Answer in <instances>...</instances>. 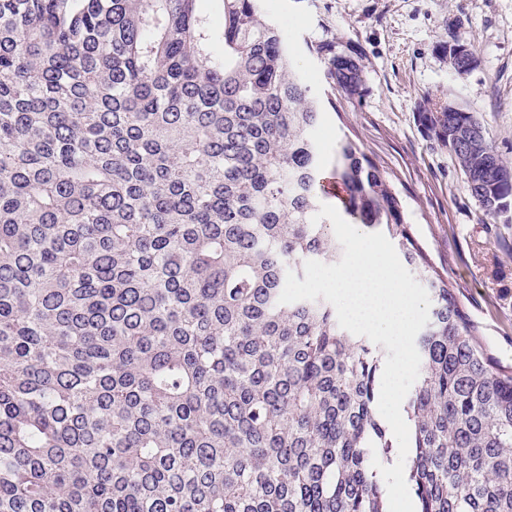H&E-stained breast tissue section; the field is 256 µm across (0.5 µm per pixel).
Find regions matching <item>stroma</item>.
Here are the masks:
<instances>
[{"instance_id": "35a3bbf8", "label": "stroma", "mask_w": 512, "mask_h": 512, "mask_svg": "<svg viewBox=\"0 0 512 512\" xmlns=\"http://www.w3.org/2000/svg\"><path fill=\"white\" fill-rule=\"evenodd\" d=\"M303 70H321L307 44L361 59L359 100L337 99L319 132L325 161L349 134L386 172L409 224L445 266L495 354L512 362V210L485 215L447 150L426 136L424 102L474 112L512 164V0H273ZM471 45L475 63L455 71L442 42Z\"/></svg>"}]
</instances>
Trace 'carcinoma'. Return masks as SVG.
Here are the masks:
<instances>
[{
	"instance_id": "carcinoma-1",
	"label": "carcinoma",
	"mask_w": 512,
	"mask_h": 512,
	"mask_svg": "<svg viewBox=\"0 0 512 512\" xmlns=\"http://www.w3.org/2000/svg\"><path fill=\"white\" fill-rule=\"evenodd\" d=\"M0 0V512H389L385 349L287 271L339 260L318 131L364 66L292 63L265 0ZM419 122L487 215L512 181L475 115ZM343 213L431 299L403 410L415 512H512V364L349 136Z\"/></svg>"
}]
</instances>
